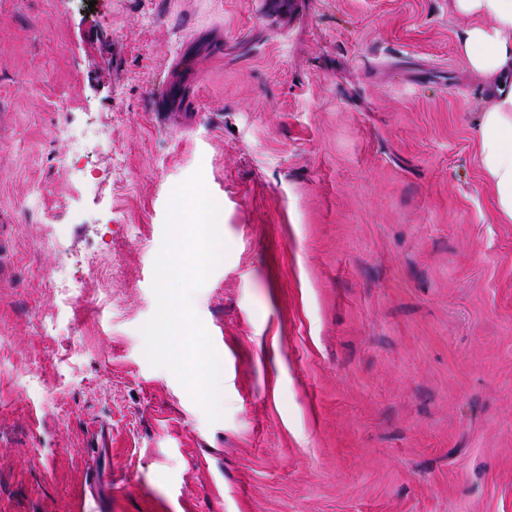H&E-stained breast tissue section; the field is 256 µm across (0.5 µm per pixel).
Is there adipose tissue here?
Masks as SVG:
<instances>
[{
	"mask_svg": "<svg viewBox=\"0 0 512 512\" xmlns=\"http://www.w3.org/2000/svg\"><path fill=\"white\" fill-rule=\"evenodd\" d=\"M472 23L457 37L471 69L493 84L476 129L481 166L495 188L498 211L512 222V0H451Z\"/></svg>",
	"mask_w": 512,
	"mask_h": 512,
	"instance_id": "1",
	"label": "adipose tissue"
}]
</instances>
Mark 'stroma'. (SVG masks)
<instances>
[{
	"instance_id": "1",
	"label": "stroma",
	"mask_w": 512,
	"mask_h": 512,
	"mask_svg": "<svg viewBox=\"0 0 512 512\" xmlns=\"http://www.w3.org/2000/svg\"><path fill=\"white\" fill-rule=\"evenodd\" d=\"M465 24L450 0H0V512H512V223ZM198 169L229 246L193 297L212 425L139 331Z\"/></svg>"
}]
</instances>
